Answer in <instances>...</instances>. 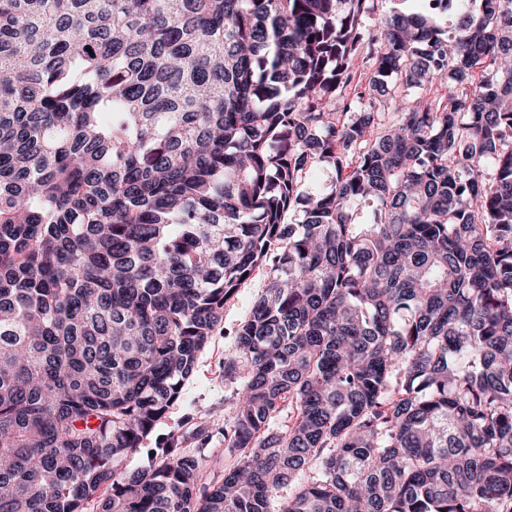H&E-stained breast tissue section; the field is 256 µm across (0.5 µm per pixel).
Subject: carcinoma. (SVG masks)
I'll return each instance as SVG.
<instances>
[{
  "instance_id": "1",
  "label": "carcinoma",
  "mask_w": 512,
  "mask_h": 512,
  "mask_svg": "<svg viewBox=\"0 0 512 512\" xmlns=\"http://www.w3.org/2000/svg\"><path fill=\"white\" fill-rule=\"evenodd\" d=\"M415 2L0 0V512H512V0ZM265 278V268L256 269L226 303L224 329L217 331L198 354L195 370L184 381L180 397L170 406L154 433L143 442L146 448L153 447L159 435L184 430L188 413L214 419L218 425L213 428L224 424V403L233 397L242 383L239 378L224 376V358L234 351L232 336H224V331H230L248 315L252 300L262 288ZM205 453L211 457V478L220 482L224 477V441L215 435L206 447Z\"/></svg>"
}]
</instances>
